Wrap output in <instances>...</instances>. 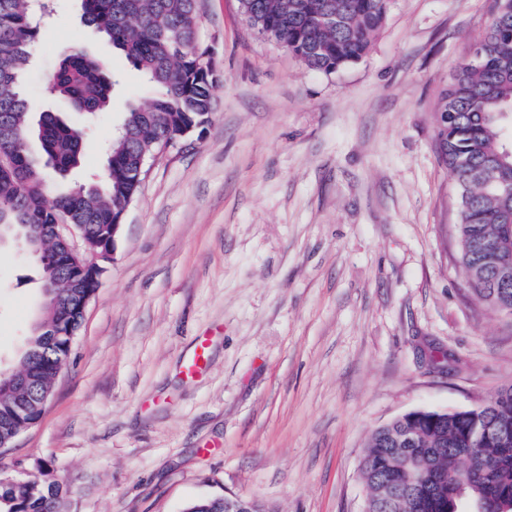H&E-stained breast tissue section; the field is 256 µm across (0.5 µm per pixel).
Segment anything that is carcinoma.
Instances as JSON below:
<instances>
[{
  "instance_id": "obj_1",
  "label": "carcinoma",
  "mask_w": 512,
  "mask_h": 512,
  "mask_svg": "<svg viewBox=\"0 0 512 512\" xmlns=\"http://www.w3.org/2000/svg\"><path fill=\"white\" fill-rule=\"evenodd\" d=\"M34 0H0V224H26L33 234L58 223L63 215L88 225L86 247L100 251L110 243V227L138 183L140 158L156 151V136H173L206 122L213 111L218 76L201 66L196 43L197 0H81L84 23L106 38L139 70L158 94L127 112L106 151L107 170L100 183L81 184L48 198L44 178L28 143L37 138L48 161L59 172L84 159L86 132L54 112L32 122L24 76L38 30ZM385 0H243L258 33L272 29L277 42L307 67L332 73L368 51L385 19ZM337 23L320 24L322 11ZM120 76L103 61L77 47L65 50L53 75L52 91L76 110L105 112ZM512 105V0L500 5L469 60L461 64L439 98L438 154L453 174L459 194L460 260L474 294L499 311L512 310V275L503 278L483 264V255L499 251L512 266V149L501 142L503 112ZM43 299L39 322L32 326L13 373H33L37 383L29 413L7 418L18 396L11 375L0 374V443L10 445L43 413L40 398L52 396L54 369L67 356L68 338H54L42 327L65 321L79 332L83 316L73 305L64 318L54 303L55 290H65L72 271L54 248L41 260ZM483 425L512 439V386L483 404L425 418H395L376 428L362 461L369 497L385 484L405 486L414 478L439 476L436 493L425 512H453L458 498L472 503L512 498V444L495 436L477 441L474 427ZM403 429L412 431L420 452L407 456L397 443ZM479 449L469 460L475 472L462 477L464 449ZM50 468L8 480L0 477V512H62V486L46 480Z\"/></svg>"
}]
</instances>
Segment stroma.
<instances>
[{"mask_svg": "<svg viewBox=\"0 0 512 512\" xmlns=\"http://www.w3.org/2000/svg\"><path fill=\"white\" fill-rule=\"evenodd\" d=\"M25 75L32 114L61 50L123 82L89 122L83 164L49 195L105 175L103 145L154 91L53 0ZM496 0H385L368 52L327 74L252 30L238 0H198L220 81L203 131L166 146L123 216L81 332L37 423L0 465L50 464L64 512H183L234 495L263 512H362L371 432L460 410L512 385V316L460 263L459 200L436 106ZM41 266L0 244V368L37 317ZM209 336L210 366L182 362Z\"/></svg>", "mask_w": 512, "mask_h": 512, "instance_id": "obj_1", "label": "stroma"}]
</instances>
